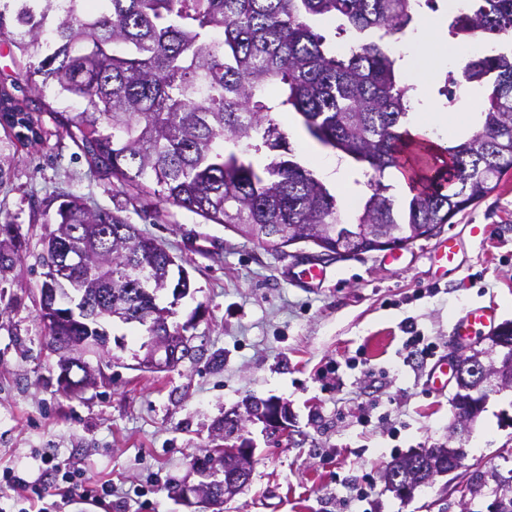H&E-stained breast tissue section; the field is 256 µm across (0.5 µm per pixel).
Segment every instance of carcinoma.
<instances>
[{
  "instance_id": "cac0c4a2",
  "label": "carcinoma",
  "mask_w": 512,
  "mask_h": 512,
  "mask_svg": "<svg viewBox=\"0 0 512 512\" xmlns=\"http://www.w3.org/2000/svg\"><path fill=\"white\" fill-rule=\"evenodd\" d=\"M421 0H4L0 41L19 56L10 86L40 98L55 133L82 151L90 172L136 196L191 211L274 249L288 234L336 245L350 257L393 237L438 233L496 189L512 170V50L467 60L449 84H490L477 128L442 146L411 137L404 119L412 86L398 82L402 57L391 38L419 21ZM339 19L340 54L314 21ZM458 40L512 36V0H468L448 25ZM30 98L0 88V112L35 124ZM295 112L310 138L373 171L371 190L348 234L336 197L288 154L274 112ZM442 165L414 177L403 217L381 175L403 169L405 151ZM43 241L42 262L57 251L82 259L69 278L75 296L112 297L117 319L158 308L181 283L171 253L126 219L61 202ZM106 318L49 327L61 344L97 335Z\"/></svg>"
}]
</instances>
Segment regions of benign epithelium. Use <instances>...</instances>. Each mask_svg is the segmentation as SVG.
<instances>
[{"mask_svg":"<svg viewBox=\"0 0 512 512\" xmlns=\"http://www.w3.org/2000/svg\"><path fill=\"white\" fill-rule=\"evenodd\" d=\"M76 262L72 255L62 254L56 256L54 263L50 264V270L55 280L65 284L69 282L67 274L69 268ZM61 297L57 288L41 289L40 314L43 322H59L66 317L92 316L98 318L97 314L90 313V306L86 299L72 298L69 304L72 310L68 312L59 311ZM140 322L146 327L145 346L149 347L146 358L142 361V367L146 369H161L164 364L175 365L185 359L192 351L194 337L185 334L183 329H178L174 336H164L157 333L153 325L152 316L145 315ZM503 331L499 327L490 336L489 348H470L456 356L455 359V382L456 391L461 394H470L474 397L487 398L489 393L501 388L512 386V379L502 376V365L504 355L500 347L495 344L498 334ZM109 336H87L77 347L66 346L58 351V382L61 389L68 394L79 393L96 384L101 377V368L93 367L85 362V357L92 354L100 357L110 355ZM263 408V414L259 415V421L265 423L271 429L286 435L290 431L291 415L288 405L272 399L258 401ZM230 458L235 465V471L224 483V498H229L240 491L243 481L251 472L253 466V448L243 439L242 432L236 430L230 436L224 438V447L215 448L208 455L207 460L212 468L220 464V460ZM409 467L396 473L386 470L383 479L387 490L393 492L397 497L408 500L413 497L414 491L426 484H431L437 478L455 473L462 468L465 461V453L460 448H416L408 453ZM427 460L432 468L429 477L421 479L424 471L417 468L419 461ZM180 497L185 502L190 498L211 499L209 488L196 483L186 485L180 490Z\"/></svg>","mask_w":512,"mask_h":512,"instance_id":"1","label":"benign epithelium"}]
</instances>
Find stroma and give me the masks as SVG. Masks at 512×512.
Here are the masks:
<instances>
[{
	"label": "stroma",
	"instance_id": "stroma-1",
	"mask_svg": "<svg viewBox=\"0 0 512 512\" xmlns=\"http://www.w3.org/2000/svg\"><path fill=\"white\" fill-rule=\"evenodd\" d=\"M39 118L45 136L34 147L0 123V224L17 229L22 258L0 272V512H50L63 464L112 484L111 508L75 502L65 512H491L493 495L463 503L457 487L476 472H512V389L492 394L470 425L456 473L408 501L386 489L382 474L412 449L452 444L456 387L436 393L426 381L436 356L458 353L452 326L463 309L490 305L497 323L512 324V171L444 225L461 247L448 275L432 263L434 236L401 249L396 263L384 251L324 262L321 284L307 288L296 278L307 255L126 193L91 174L77 146L54 135L48 113ZM274 118L296 162L324 154L295 113ZM367 181L348 163L328 188L352 215L370 193ZM64 194L135 224L186 270L188 295L166 293L159 303L172 306V322L197 318L192 357L161 372L140 368L142 327L114 321L106 326L112 364L97 385L61 391L39 295L45 221ZM251 396L288 403L292 440L248 425V486L218 511L186 505L176 491L196 482L194 462L215 446V423ZM16 475L40 480L44 499L19 497Z\"/></svg>",
	"mask_w": 512,
	"mask_h": 512
}]
</instances>
